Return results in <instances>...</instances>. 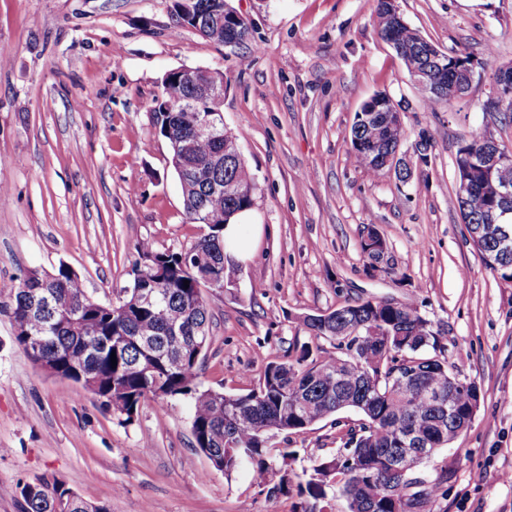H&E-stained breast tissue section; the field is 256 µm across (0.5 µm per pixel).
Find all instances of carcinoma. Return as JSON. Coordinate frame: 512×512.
<instances>
[{
    "label": "carcinoma",
    "instance_id": "cac0c4a2",
    "mask_svg": "<svg viewBox=\"0 0 512 512\" xmlns=\"http://www.w3.org/2000/svg\"><path fill=\"white\" fill-rule=\"evenodd\" d=\"M197 7L194 23L184 19L180 4H175L180 26L217 44L231 39V32L217 34L208 25L210 12L223 8L221 0H197ZM376 11L381 39L394 38L406 48L399 59L407 70L426 66L428 56L418 47V31L395 25L384 0H377ZM448 81L449 74L432 68L428 83L418 86L430 110L451 101ZM154 119L161 137L182 144L191 155L186 175L177 179L183 180L186 215L204 225L207 233L177 252H157L142 242L139 253L144 262L116 303L95 300L63 264L52 272H25L10 285L14 343L34 363L48 364L81 384L103 408L125 416L127 423L147 399L161 404L190 399L195 446L213 468L228 477L248 468L269 496L295 493V512H327L331 492L343 499L344 512H434L454 471L445 463L430 476L425 468L468 429L480 404L476 383L460 378L449 363L443 343L446 325L423 315L414 300H358L327 316L317 313L301 319L310 337L328 341L331 349L303 344L280 360L263 356L259 372L242 374L247 381L242 393L203 388L200 371L211 327L203 289L224 287V221L254 204L253 197L236 198L225 186L249 183L252 177L240 159L216 160L224 145L194 137V113L166 112L160 106ZM407 137L403 124L383 133L361 121L353 123L349 134L356 161L374 177L391 172L378 155L401 148ZM462 142L476 156L488 148L481 132L469 133ZM474 178L480 190L457 203L476 229L492 208H501L485 186L512 185V165L479 169ZM365 228L369 232L360 237V248L373 260L386 242L375 228ZM474 245L491 269L512 280V250L502 252L493 240L481 236ZM153 290L158 304L143 303L141 293ZM31 340L39 341L32 354ZM299 395L308 402L303 413L294 406ZM348 410L358 419L344 425L335 420V453L313 466L311 473L291 477L288 460L296 451L280 448L275 455L272 439L303 435ZM412 432L426 452L398 446V438ZM8 492L21 497L23 512H57V499L63 496L69 512H110L109 505L82 499L56 478L18 484Z\"/></svg>",
    "mask_w": 512,
    "mask_h": 512
}]
</instances>
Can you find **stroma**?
Segmentation results:
<instances>
[{
	"label": "stroma",
	"mask_w": 512,
	"mask_h": 512,
	"mask_svg": "<svg viewBox=\"0 0 512 512\" xmlns=\"http://www.w3.org/2000/svg\"><path fill=\"white\" fill-rule=\"evenodd\" d=\"M176 0H0V512L9 487L47 476L112 512H292L248 470L225 476L196 448L190 403L141 404L133 423L81 385L34 365L13 341L9 287L24 271L66 265L88 294L117 301L140 257L188 248L206 228L187 218L154 127L153 100L182 66L224 72V123L240 149L264 231L249 261L228 264L211 313L204 386L245 388L244 370L308 342L300 318L369 298L416 300L447 324L448 359L480 406L442 460L435 512H512V282L483 261L455 198L461 138L487 130L512 147V112L487 110L495 73L512 66V0H397L404 21L447 54L466 53L469 92L429 111L377 34V0H228L249 40L218 45L178 26ZM388 94L427 164L400 182L370 176L349 132L362 104ZM387 245L376 264L360 233ZM295 472L336 449L332 419L283 440Z\"/></svg>",
	"instance_id": "obj_1"
}]
</instances>
